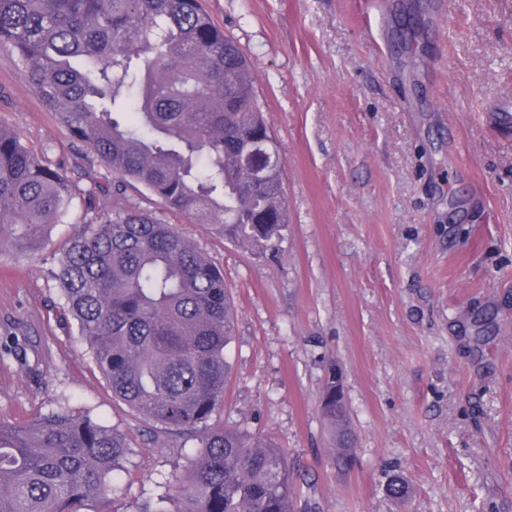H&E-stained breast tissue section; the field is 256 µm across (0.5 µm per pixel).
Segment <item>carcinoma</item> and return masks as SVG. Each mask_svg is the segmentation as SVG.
<instances>
[{"label": "carcinoma", "mask_w": 512, "mask_h": 512, "mask_svg": "<svg viewBox=\"0 0 512 512\" xmlns=\"http://www.w3.org/2000/svg\"><path fill=\"white\" fill-rule=\"evenodd\" d=\"M0 48L85 161L70 172L51 165L0 124V253L40 252L79 200L82 229L49 270L63 315L113 396L198 443L186 476L136 512H289L285 453L208 427L230 374L224 272L153 212L108 206L138 184L254 254L279 249L284 165L243 48L201 0H0ZM93 163L112 173L110 186L94 179ZM322 398L334 461L347 468L355 459L347 404H336L329 379ZM127 453L125 437L89 414L61 409L0 424V512L110 504ZM386 494L403 499L408 488L394 475Z\"/></svg>", "instance_id": "carcinoma-1"}]
</instances>
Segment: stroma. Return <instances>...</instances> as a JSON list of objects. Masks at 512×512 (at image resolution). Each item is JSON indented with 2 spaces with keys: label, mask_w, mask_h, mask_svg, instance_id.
<instances>
[{
  "label": "stroma",
  "mask_w": 512,
  "mask_h": 512,
  "mask_svg": "<svg viewBox=\"0 0 512 512\" xmlns=\"http://www.w3.org/2000/svg\"><path fill=\"white\" fill-rule=\"evenodd\" d=\"M251 62L280 142L288 234L258 256L131 189L224 270L233 339L210 424L288 456L292 512H512V0H204ZM0 122L73 166L76 146L0 51ZM42 255L0 253V422L60 406L122 433L112 501L135 512L181 476L192 437L115 398ZM341 372L356 462L341 471L320 410ZM409 493L388 498V475Z\"/></svg>",
  "instance_id": "obj_1"
}]
</instances>
